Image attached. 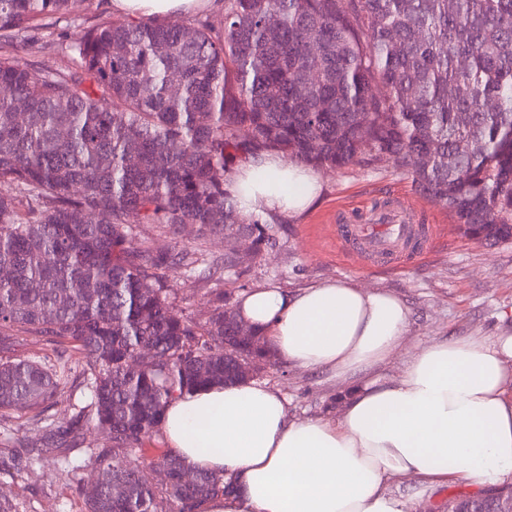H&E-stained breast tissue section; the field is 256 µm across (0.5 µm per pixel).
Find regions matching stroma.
<instances>
[{
	"instance_id": "35a3bbf8",
	"label": "stroma",
	"mask_w": 512,
	"mask_h": 512,
	"mask_svg": "<svg viewBox=\"0 0 512 512\" xmlns=\"http://www.w3.org/2000/svg\"><path fill=\"white\" fill-rule=\"evenodd\" d=\"M112 16L111 0H72L68 19L31 30L17 57L36 76L46 70L78 69L79 61L66 52V43ZM316 173L323 185L321 198L303 215L268 218L273 245L259 252L242 248L229 257L223 235L200 236L194 224L182 225L176 234L137 225L138 240L152 250L198 257L195 267L168 272L176 310L201 325L219 292L230 304L257 288L294 292L324 281L391 292L404 298L411 312L408 339L387 366L394 375L405 356L433 339L512 335V241L487 246L463 235L447 208L416 190L407 170L352 164L320 167ZM395 204L423 226L422 249L360 258L354 242H337V224L369 223L373 212ZM263 379L287 396L288 412L297 419L336 417L346 392L322 372L284 363ZM18 437L21 447L0 450V457L17 468L16 473L0 474V500L15 504L18 512H84L76 489L90 486L95 472L82 468L62 475L49 467L28 466L22 446L42 443L44 431L29 425ZM480 489L479 483L466 479L432 492L414 481L391 486L414 512H441L454 493Z\"/></svg>"
}]
</instances>
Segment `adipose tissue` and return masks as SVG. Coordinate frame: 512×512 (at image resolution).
I'll return each mask as SVG.
<instances>
[{"label":"adipose tissue","mask_w":512,"mask_h":512,"mask_svg":"<svg viewBox=\"0 0 512 512\" xmlns=\"http://www.w3.org/2000/svg\"><path fill=\"white\" fill-rule=\"evenodd\" d=\"M210 4L112 0V9L146 20ZM231 190L243 213L293 217L311 208L322 183L309 165L272 152L241 163ZM236 312L283 362L324 371L348 391L334 420L290 417L286 397L259 381L173 400L162 422L169 447L232 482L202 512H408L389 479L432 488L512 479V336L432 340L392 377L380 368L410 324L396 294L345 282L293 293L258 288L240 297Z\"/></svg>","instance_id":"ef3b65f1"}]
</instances>
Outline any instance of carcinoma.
<instances>
[{"instance_id":"obj_1","label":"carcinoma","mask_w":512,"mask_h":512,"mask_svg":"<svg viewBox=\"0 0 512 512\" xmlns=\"http://www.w3.org/2000/svg\"><path fill=\"white\" fill-rule=\"evenodd\" d=\"M69 4L0 0V182L13 186L0 196V347L17 333L71 344L89 401L54 418L69 377L7 357L0 411L45 425L29 463L62 474L76 469L67 449L108 434L112 446L86 449L97 481L85 512H198L230 489L224 475L199 470L187 485L185 461L169 449L148 459L144 445L172 400L243 380L236 314L218 304L201 326L179 314L147 281L195 260L153 252L126 217L244 229L260 250L268 225L239 210L229 176L233 162L277 152L408 168L464 235L511 241L512 0H224L219 30L206 16L103 21L70 42L79 69L34 79L7 48ZM144 348L154 359L132 366ZM483 496L448 508L484 512Z\"/></svg>"}]
</instances>
